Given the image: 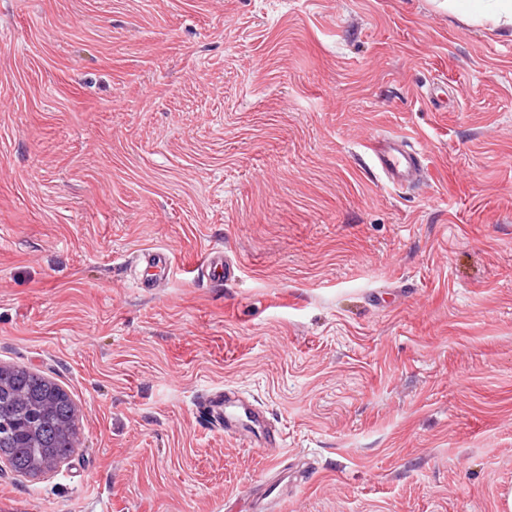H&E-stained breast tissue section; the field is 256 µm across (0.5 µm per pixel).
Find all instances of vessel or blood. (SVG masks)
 <instances>
[{"instance_id": "vessel-or-blood-1", "label": "vessel or blood", "mask_w": 512, "mask_h": 512, "mask_svg": "<svg viewBox=\"0 0 512 512\" xmlns=\"http://www.w3.org/2000/svg\"><path fill=\"white\" fill-rule=\"evenodd\" d=\"M368 158L372 169L381 180L395 187H410L420 184L427 174L428 166L423 152L402 134H390L373 139L368 147ZM137 261L148 270L142 287H158L167 276L169 259L164 252L151 251L138 254ZM203 270L214 281L231 282L237 278L238 267L225 259L220 247L210 248L206 254ZM204 412L224 428L225 437L240 440H255L260 447L275 448L281 436L271 424L265 412L235 391L215 390L202 400ZM287 470H278L275 477L258 484L254 497L263 512H280L281 489L288 482Z\"/></svg>"}]
</instances>
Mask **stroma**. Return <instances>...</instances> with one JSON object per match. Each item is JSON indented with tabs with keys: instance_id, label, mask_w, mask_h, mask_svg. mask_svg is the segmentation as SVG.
<instances>
[{
	"instance_id": "1",
	"label": "stroma",
	"mask_w": 512,
	"mask_h": 512,
	"mask_svg": "<svg viewBox=\"0 0 512 512\" xmlns=\"http://www.w3.org/2000/svg\"><path fill=\"white\" fill-rule=\"evenodd\" d=\"M415 138L419 188L367 166ZM222 247L240 271L201 276ZM143 250L171 262L137 287ZM0 362L80 448L0 512H504L512 29L429 0H0ZM255 399L272 453L197 411ZM288 469H278L277 474L273 478H266L260 484L255 486L253 497L256 499L255 506L252 508L256 510L257 504L261 506L265 512H277L282 508L281 489L284 484L288 483Z\"/></svg>"
}]
</instances>
